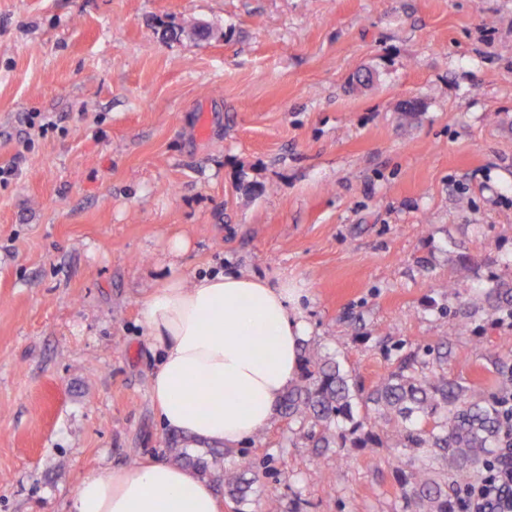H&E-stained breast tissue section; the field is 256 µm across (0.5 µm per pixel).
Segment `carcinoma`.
I'll use <instances>...</instances> for the list:
<instances>
[{"label":"carcinoma","instance_id":"cac0c4a2","mask_svg":"<svg viewBox=\"0 0 512 512\" xmlns=\"http://www.w3.org/2000/svg\"><path fill=\"white\" fill-rule=\"evenodd\" d=\"M460 317L448 335L466 331L463 318L485 310L512 319V282L487 286L450 281ZM371 387L335 356L304 351L299 381L284 394L281 413L303 430L307 448H378L387 437L398 462L401 512H458L459 500L494 449L512 447V363L488 356L492 390L480 393L448 378L450 352L405 349ZM172 460L202 476L221 473L227 494L250 501L254 483L223 467L214 448H172Z\"/></svg>","mask_w":512,"mask_h":512}]
</instances>
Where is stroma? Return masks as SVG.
Here are the masks:
<instances>
[{
  "instance_id": "35a3bbf8",
  "label": "stroma",
  "mask_w": 512,
  "mask_h": 512,
  "mask_svg": "<svg viewBox=\"0 0 512 512\" xmlns=\"http://www.w3.org/2000/svg\"><path fill=\"white\" fill-rule=\"evenodd\" d=\"M11 162L0 512H68L86 476L178 446L138 321L175 237L184 273L306 289L308 347L365 384L405 341L491 388L512 322L449 335L444 284L512 280V0H0ZM224 466L282 512H400L390 448L316 453L284 417Z\"/></svg>"
}]
</instances>
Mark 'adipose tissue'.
<instances>
[{
    "mask_svg": "<svg viewBox=\"0 0 512 512\" xmlns=\"http://www.w3.org/2000/svg\"><path fill=\"white\" fill-rule=\"evenodd\" d=\"M188 244L168 248L171 273L142 300L156 352L150 397L160 424L192 445L237 448L278 417L311 333L304 289L243 273L187 275ZM69 512H221L211 479L148 459L85 478Z\"/></svg>",
    "mask_w": 512,
    "mask_h": 512,
    "instance_id": "1",
    "label": "adipose tissue"
}]
</instances>
